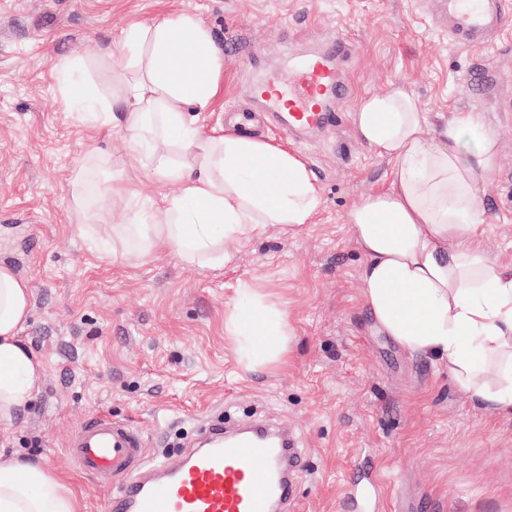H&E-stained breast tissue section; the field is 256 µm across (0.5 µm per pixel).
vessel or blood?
I'll list each match as a JSON object with an SVG mask.
<instances>
[{
	"instance_id": "b4317fda",
	"label": "vessel or blood",
	"mask_w": 512,
	"mask_h": 512,
	"mask_svg": "<svg viewBox=\"0 0 512 512\" xmlns=\"http://www.w3.org/2000/svg\"><path fill=\"white\" fill-rule=\"evenodd\" d=\"M452 21L455 42L483 44L512 17V0H432ZM330 46L297 59L287 79L270 78L257 91L291 136L323 129L335 120L332 107L349 87L338 60L349 46L343 32ZM66 457L84 473L117 481L104 512H287L305 457L293 436L256 423L229 426L212 421L202 445L175 459L153 458L141 433L126 422L91 412L75 429ZM374 484L347 482L349 512L367 503Z\"/></svg>"
}]
</instances>
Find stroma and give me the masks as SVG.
<instances>
[{
  "instance_id": "stroma-1",
  "label": "stroma",
  "mask_w": 512,
  "mask_h": 512,
  "mask_svg": "<svg viewBox=\"0 0 512 512\" xmlns=\"http://www.w3.org/2000/svg\"><path fill=\"white\" fill-rule=\"evenodd\" d=\"M177 12L196 15L223 54L224 93L198 121L207 135L232 130L236 110L264 111L252 85L280 73L290 40L336 29L355 43L340 126L295 141L272 118L260 134L315 178L311 223L227 241L233 260L215 270L164 247L116 248L112 228L133 204L99 187L125 174L146 201L153 177L121 128L82 123L58 93L55 66L66 61L74 92L115 98L113 64L92 58L91 44ZM392 82L429 112L427 139L462 112L480 113L495 135L481 241L488 258L512 263V24L465 50L422 0H0V262L32 288L20 336L43 362L36 401L0 426V456L38 459L72 485L82 512H103L112 480L78 473L64 455L90 411L134 426L156 456L219 414L263 416L302 439L296 512H345V481L365 460L380 485L376 512L404 499L415 512H512V415L474 404L447 367L408 355L363 302L365 258L347 214L387 187L391 163L356 137L352 115ZM83 167L99 214L87 225L71 197ZM245 284L288 316L285 367L244 370L224 333Z\"/></svg>"
}]
</instances>
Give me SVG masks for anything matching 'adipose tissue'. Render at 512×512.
Listing matches in <instances>:
<instances>
[{
    "mask_svg": "<svg viewBox=\"0 0 512 512\" xmlns=\"http://www.w3.org/2000/svg\"><path fill=\"white\" fill-rule=\"evenodd\" d=\"M92 54L119 57L122 90L106 102L64 92L67 108L91 126H121L157 192L138 204L124 176L102 196L136 201L122 236L146 250L161 244L206 268L226 266L222 242L265 224L294 230L320 206L315 179L287 150L261 139L203 135L224 79L209 29L176 13L123 32L117 46ZM428 115L405 86L363 98L353 114L358 139L392 162L386 189L348 213L358 249L363 297L376 325L408 354L434 357L478 405L512 414V378L492 383L487 367L512 366V264L490 260L479 241V201L492 173L497 140L478 113L445 123L437 141ZM176 182L178 196L165 188ZM224 316V332L247 369L285 363L290 325L284 311L253 288ZM32 307L28 282L0 264V425L13 424L36 399L43 364L20 339ZM76 492L33 459L0 461V512H78Z\"/></svg>",
    "mask_w": 512,
    "mask_h": 512,
    "instance_id": "1",
    "label": "adipose tissue"
}]
</instances>
